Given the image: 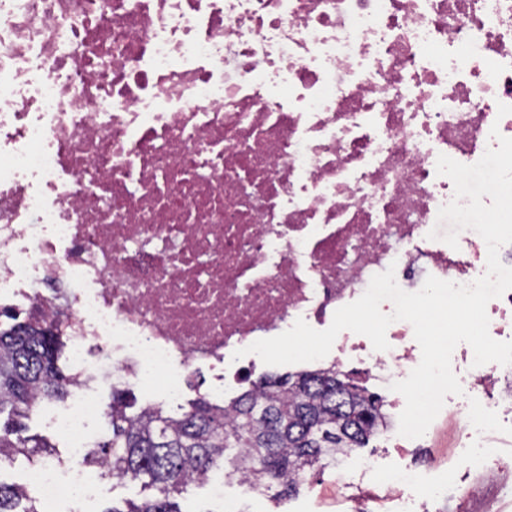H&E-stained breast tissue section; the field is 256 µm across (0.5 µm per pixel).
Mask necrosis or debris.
<instances>
[{
    "label": "necrosis or debris",
    "mask_w": 512,
    "mask_h": 512,
    "mask_svg": "<svg viewBox=\"0 0 512 512\" xmlns=\"http://www.w3.org/2000/svg\"><path fill=\"white\" fill-rule=\"evenodd\" d=\"M512 0H0V311L53 323L74 376L48 424L69 459L29 468L43 512L95 502L81 463L109 381L151 403L209 380L252 386L249 347L296 320L323 330L374 275L467 285L474 230L429 239L472 165L512 138ZM336 337L322 367L383 386L422 357ZM243 357H236V350ZM460 453L423 479L370 462L336 484L353 512H497L512 493L494 435L512 365L467 369Z\"/></svg>",
    "instance_id": "obj_1"
}]
</instances>
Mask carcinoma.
<instances>
[{"instance_id":"cac0c4a2","label":"carcinoma","mask_w":512,"mask_h":512,"mask_svg":"<svg viewBox=\"0 0 512 512\" xmlns=\"http://www.w3.org/2000/svg\"><path fill=\"white\" fill-rule=\"evenodd\" d=\"M64 343L53 326L36 321L0 330V454L34 465L57 454L42 437L23 434L35 399L65 401L70 375L59 367ZM122 390L112 391V438L84 457L100 477L149 479L158 495L102 512H181L175 498L194 475L226 465L263 494L298 493L299 474L363 448L383 423L382 398L331 369L259 381L226 405L204 398L174 417L162 407L133 410ZM0 512H41L19 484L0 482Z\"/></svg>"}]
</instances>
